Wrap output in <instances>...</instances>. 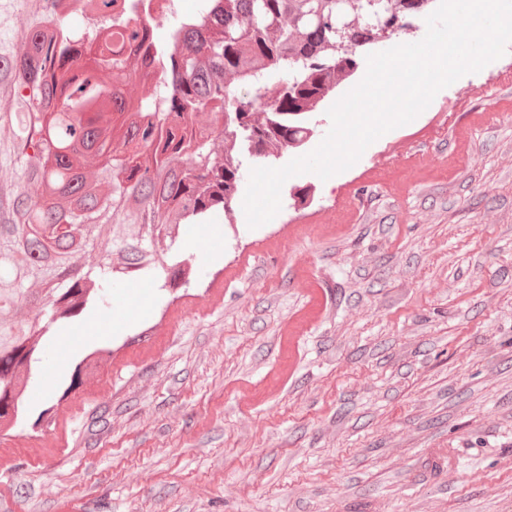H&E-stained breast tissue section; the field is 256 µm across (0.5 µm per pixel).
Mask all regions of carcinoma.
Listing matches in <instances>:
<instances>
[{"instance_id": "cac0c4a2", "label": "carcinoma", "mask_w": 512, "mask_h": 512, "mask_svg": "<svg viewBox=\"0 0 512 512\" xmlns=\"http://www.w3.org/2000/svg\"><path fill=\"white\" fill-rule=\"evenodd\" d=\"M44 2L0 0V203L12 213L0 223V430L26 421L46 337L107 306L119 281L194 282L193 258L173 251L182 228L229 209L245 161L277 162L266 136L284 148L297 138L296 114L356 67L360 38L386 42L404 27L384 0H198L199 12L223 13L183 30L179 56L156 49L162 79L132 82L112 37L138 38L137 5L51 0L49 26ZM339 14L351 22L342 40ZM76 37L98 46L94 59L73 60ZM227 75L283 90L263 103ZM226 130L238 143L227 163ZM89 248L98 260L82 267Z\"/></svg>"}]
</instances>
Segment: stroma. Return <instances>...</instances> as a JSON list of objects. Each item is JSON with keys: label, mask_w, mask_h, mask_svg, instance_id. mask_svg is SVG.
<instances>
[{"label": "stroma", "mask_w": 512, "mask_h": 512, "mask_svg": "<svg viewBox=\"0 0 512 512\" xmlns=\"http://www.w3.org/2000/svg\"><path fill=\"white\" fill-rule=\"evenodd\" d=\"M213 223L197 284L47 341L0 512H512V76ZM92 323L114 353L71 392Z\"/></svg>", "instance_id": "1"}]
</instances>
